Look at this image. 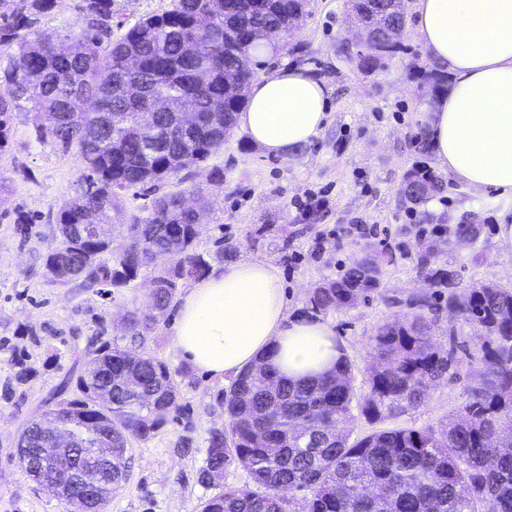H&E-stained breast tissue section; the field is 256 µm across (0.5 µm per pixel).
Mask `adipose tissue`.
Returning a JSON list of instances; mask_svg holds the SVG:
<instances>
[{
    "instance_id": "ef3b65f1",
    "label": "adipose tissue",
    "mask_w": 512,
    "mask_h": 512,
    "mask_svg": "<svg viewBox=\"0 0 512 512\" xmlns=\"http://www.w3.org/2000/svg\"><path fill=\"white\" fill-rule=\"evenodd\" d=\"M415 31L452 77L429 112L430 144L441 166L485 196H512V0H419ZM329 89L310 67L254 80L237 124L275 157L318 138ZM175 342L213 377L268 357L292 379L317 376L340 355L324 322L289 319L273 267L243 260L213 267L182 298Z\"/></svg>"
}]
</instances>
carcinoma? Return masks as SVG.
<instances>
[{"instance_id": "1", "label": "carcinoma", "mask_w": 512, "mask_h": 512, "mask_svg": "<svg viewBox=\"0 0 512 512\" xmlns=\"http://www.w3.org/2000/svg\"><path fill=\"white\" fill-rule=\"evenodd\" d=\"M173 0L121 35L112 29V0H80L76 31L39 28L55 0H0V149L15 112L55 114L57 125L34 123L36 139L60 150L77 148L84 168L75 195L58 209L60 236L44 261L48 283L86 288L133 287L143 272L157 288L145 309L126 312L132 342L144 345L179 288L203 278L210 261L197 250L195 212L174 178L198 168L234 135L246 97H224V77L248 84L253 60L288 45L307 0ZM367 26L363 46L342 52L367 72L400 51L390 32L405 27L399 0H356ZM94 45L70 51L67 41ZM426 95L450 87L434 64L421 72ZM157 190L131 214L116 242L82 232L86 224L122 223L125 192ZM428 169L404 179V203L419 205L444 189ZM379 259L366 254L338 279L313 289L311 309L325 314L366 300L379 287ZM429 281L448 292L410 296V312L378 327L370 338L369 390L357 394L352 365L340 354L322 375L294 382L266 360L243 369L221 396L225 424L209 432L199 480L247 471L250 482L227 486L200 512H512V286L487 280L455 291L456 271L437 269ZM448 309L483 335L476 381L458 412L437 426L382 428L416 409L447 379L463 350L455 327L434 336L435 318ZM79 397L53 400L23 432L20 462L34 480L65 484L69 461L33 470L46 434L69 432L78 453L104 448L112 486L90 512H104L126 479L124 454L147 441L179 410L178 388L167 362L135 347L103 346L78 376ZM369 428L356 432L359 421Z\"/></svg>"}]
</instances>
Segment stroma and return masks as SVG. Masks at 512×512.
Listing matches in <instances>:
<instances>
[{
    "mask_svg": "<svg viewBox=\"0 0 512 512\" xmlns=\"http://www.w3.org/2000/svg\"><path fill=\"white\" fill-rule=\"evenodd\" d=\"M416 3L403 2L402 51L369 73L339 52L350 37L348 0H310L287 48L259 56L253 69L260 77L298 64L321 76L330 89L321 136L301 151L275 158L236 131L182 183L190 192L202 189L212 201L203 214L200 251L223 254L227 265L252 259L275 267L289 317L307 316L311 291L341 276L364 253L379 256L377 292L323 317L352 364L360 393L368 388L370 337L402 316L400 299L431 291L426 269L452 266L464 289L488 279L512 285V243L498 237L499 224L512 221V197H481L448 176L433 153L412 146L429 111L412 75L431 62L414 31ZM11 125L0 150V175L12 188L0 203V512H66L64 502L20 467L18 436L57 391L76 396V379L93 356L88 337L131 346L121 320L126 310L147 306L151 284L144 274L135 287L114 295L48 284L44 260L58 242L55 214L73 196L83 162L77 150L38 143L30 113H14ZM214 165L223 168V181L210 182ZM416 167L447 182L423 211L442 227L475 219L481 225L476 242L421 234L401 202L404 177ZM21 222L27 235L17 231ZM175 320V310H168L147 347L169 363L180 411L153 438L131 441L127 480L113 492L106 512H199L216 492L199 482L198 473L209 431L224 425L219 396L230 383L182 358ZM475 376L474 365L461 362L455 377L431 389L426 404L402 414L397 425L446 421L464 403V389Z\"/></svg>",
    "mask_w": 512,
    "mask_h": 512,
    "instance_id": "35a3bbf8",
    "label": "stroma"
}]
</instances>
